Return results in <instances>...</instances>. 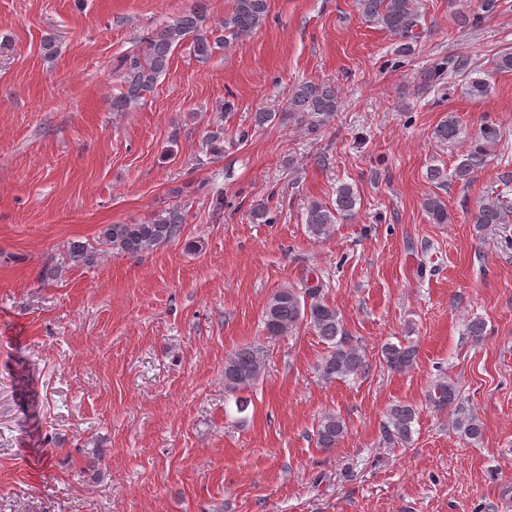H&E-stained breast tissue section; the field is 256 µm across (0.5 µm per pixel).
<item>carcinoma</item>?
Masks as SVG:
<instances>
[{"label": "carcinoma", "instance_id": "cac0c4a2", "mask_svg": "<svg viewBox=\"0 0 512 512\" xmlns=\"http://www.w3.org/2000/svg\"><path fill=\"white\" fill-rule=\"evenodd\" d=\"M359 8L365 16L398 37L402 51H411L412 42L418 38L416 28L420 26L414 0H359ZM266 12L267 0H234L232 12L224 16L222 28L216 33L208 27L205 0H195L193 7L145 39L141 53L122 61L125 90L112 99V111L124 112L140 101L157 79L168 71L173 48L186 39H191L190 47L195 59L207 61L217 48L227 44V39L239 41L254 34L265 22ZM287 106L291 115L300 121L309 120V125L315 128L335 115L339 106L338 94L330 86L303 83L288 94ZM434 134L439 142L448 144L458 140L460 130L456 121L449 118L436 127ZM496 139V129L484 127L458 164L456 177L468 181L472 174L483 168L487 147ZM356 204V194L348 185L338 189L334 209L319 202L311 203L306 216L309 233L316 239L329 236L337 219L354 214ZM423 207L432 223H448V208L441 197L435 194L427 196ZM183 221L182 212L173 207L159 211L145 223L107 224L101 228L99 239L118 255L149 254L179 238ZM469 222L479 232L491 224H511L512 203L497 196H487L470 212ZM64 261L73 266H90L96 261V251L88 242L72 240L66 244ZM301 323L308 325L316 336L330 345V351L319 367L324 382L362 375L369 370L366 351L349 336L338 309L325 299L324 289L315 286L300 293L294 288H282L267 302L263 312L266 336H286ZM380 356L389 369L403 372L414 364L416 350L412 345L388 343L381 347ZM263 366L264 350L256 345L239 347L224 360V391L235 397L237 412L243 413L248 409L249 400L242 393L254 386ZM415 416V409L409 405L392 406L385 429L386 437L400 444L410 442ZM457 428L474 440L480 438L483 431L482 423L474 416L458 420ZM346 434V422L328 413L317 423L315 442L317 447L330 450Z\"/></svg>", "mask_w": 512, "mask_h": 512}]
</instances>
